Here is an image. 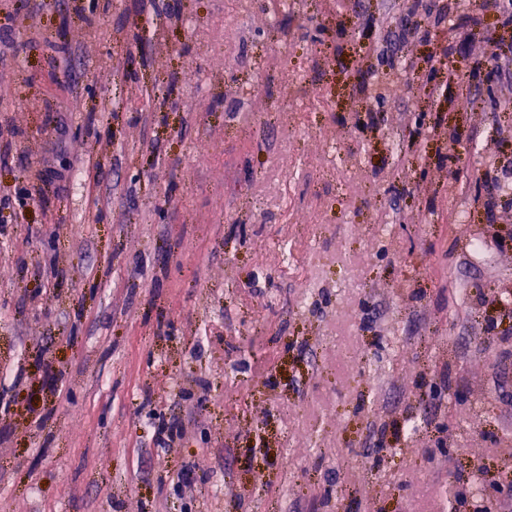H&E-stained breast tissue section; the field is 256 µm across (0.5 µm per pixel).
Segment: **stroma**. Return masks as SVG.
<instances>
[{
	"label": "stroma",
	"mask_w": 512,
	"mask_h": 512,
	"mask_svg": "<svg viewBox=\"0 0 512 512\" xmlns=\"http://www.w3.org/2000/svg\"><path fill=\"white\" fill-rule=\"evenodd\" d=\"M466 13L0 0V512H512V33Z\"/></svg>",
	"instance_id": "obj_1"
}]
</instances>
